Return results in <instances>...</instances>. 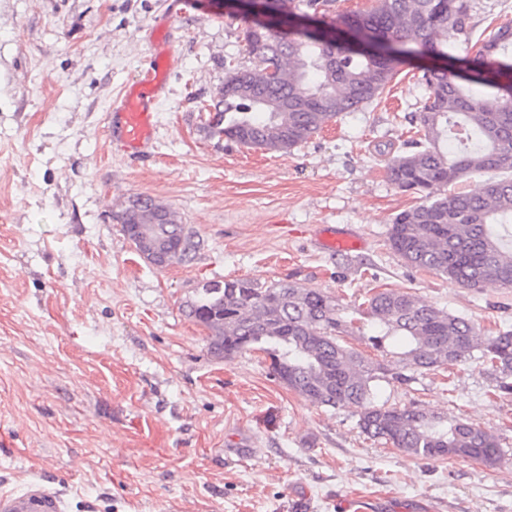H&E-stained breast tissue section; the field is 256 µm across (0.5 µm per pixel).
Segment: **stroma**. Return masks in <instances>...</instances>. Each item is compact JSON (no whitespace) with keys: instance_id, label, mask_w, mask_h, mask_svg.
I'll list each match as a JSON object with an SVG mask.
<instances>
[{"instance_id":"obj_1","label":"stroma","mask_w":512,"mask_h":512,"mask_svg":"<svg viewBox=\"0 0 512 512\" xmlns=\"http://www.w3.org/2000/svg\"><path fill=\"white\" fill-rule=\"evenodd\" d=\"M472 5L449 54L475 56L512 24V0ZM243 28L226 0H0V494L56 491L60 512H291L299 499L365 512L379 498L512 512V395L480 363L382 385L379 399L488 429L504 452L493 467L369 439L355 409L311 404L263 352L214 357L185 316L204 282L248 277L344 305L407 291L481 333L512 329V288L461 287L387 245L392 217L420 203L386 166L416 136L421 61L291 153H267L201 130L225 62L249 63ZM160 34L176 64L156 148L134 159L111 149L106 114ZM140 193L197 231L191 263L156 268L125 239L112 215ZM320 224L364 248L319 249Z\"/></svg>"}]
</instances>
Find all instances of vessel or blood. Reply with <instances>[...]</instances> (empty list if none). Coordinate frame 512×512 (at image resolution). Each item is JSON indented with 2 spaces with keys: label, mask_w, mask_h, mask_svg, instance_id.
Masks as SVG:
<instances>
[{
  "label": "vessel or blood",
  "mask_w": 512,
  "mask_h": 512,
  "mask_svg": "<svg viewBox=\"0 0 512 512\" xmlns=\"http://www.w3.org/2000/svg\"><path fill=\"white\" fill-rule=\"evenodd\" d=\"M174 61V51L168 46L152 54L108 114L110 141L127 155L140 156L152 146L158 94ZM317 242L321 249L332 252L354 251L363 247L359 237L333 229L320 231ZM56 508L55 496L41 489L18 496L0 495V512H55Z\"/></svg>",
  "instance_id": "b4317fda"
}]
</instances>
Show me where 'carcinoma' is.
Segmentation results:
<instances>
[{
    "label": "carcinoma",
    "mask_w": 512,
    "mask_h": 512,
    "mask_svg": "<svg viewBox=\"0 0 512 512\" xmlns=\"http://www.w3.org/2000/svg\"><path fill=\"white\" fill-rule=\"evenodd\" d=\"M253 19L243 29L244 67L225 66L224 83L203 129L244 147L287 154L328 123L378 98L405 58L421 53L428 97L414 121L420 137L389 159L387 175L422 204L396 214L390 249L413 267L480 290L512 287V27H500L470 60L472 74L448 67V38L466 33L471 0H375L365 13L336 20L373 40L370 51L292 24L286 0H244ZM488 87L484 94L476 86ZM481 176L465 192L442 189ZM123 236L153 235L166 265L186 264L201 248L198 233L171 208L144 194L117 215ZM209 331L218 359L265 353L275 379L310 403L354 408L365 435L428 460L461 458L489 467L503 458L496 437L461 418L379 403L381 382L408 384L416 373L475 360L512 394V330L483 334L468 319L407 291L384 290L347 308L336 297L292 282L261 285L240 277L209 281L185 305ZM354 335L382 353L372 360L341 343Z\"/></svg>",
    "instance_id": "carcinoma-1"
}]
</instances>
